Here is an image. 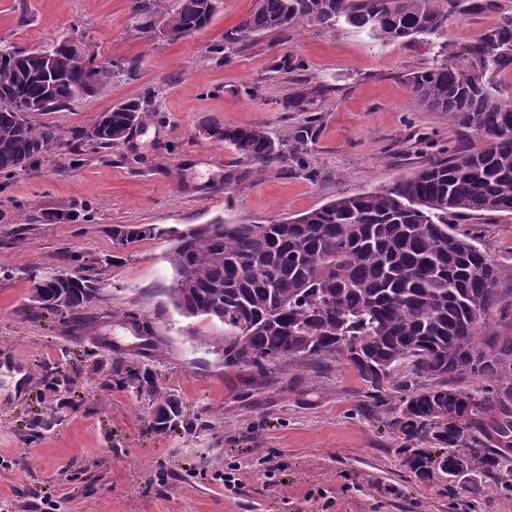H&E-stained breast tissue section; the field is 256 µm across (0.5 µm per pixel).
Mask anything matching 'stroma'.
<instances>
[{"instance_id":"stroma-1","label":"stroma","mask_w":512,"mask_h":512,"mask_svg":"<svg viewBox=\"0 0 512 512\" xmlns=\"http://www.w3.org/2000/svg\"><path fill=\"white\" fill-rule=\"evenodd\" d=\"M132 7L0 0L2 46L77 40L98 62L139 64L47 122L68 132L120 103H148L125 142L67 143L0 175V512H512V472L420 481L347 362H298L260 377L226 369L214 352L219 328L173 308L172 240L112 244L118 224L292 219L480 148L447 113L415 105L405 85L433 62L437 40L386 44L344 23L308 25L256 37L228 63L216 48L253 0H222L208 27L177 38L143 31ZM286 55L302 69L279 70ZM299 87L311 91L300 111L287 105ZM211 123L261 127L285 149L310 126L309 168L274 164L225 187L237 157L206 136ZM71 210L76 221H53ZM457 229L502 269L508 294L488 323L512 334V215ZM75 254L104 295L78 333L30 302L32 275L75 270ZM119 362L149 365L182 401L184 425L152 431L144 398L108 382Z\"/></svg>"}]
</instances>
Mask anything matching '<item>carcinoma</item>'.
<instances>
[{"label": "carcinoma", "instance_id": "1", "mask_svg": "<svg viewBox=\"0 0 512 512\" xmlns=\"http://www.w3.org/2000/svg\"><path fill=\"white\" fill-rule=\"evenodd\" d=\"M219 0H180L166 19L175 36L204 29ZM496 13V23L472 42L448 39V28L465 17ZM343 22L386 43L417 36L443 39L438 59L407 74L411 96L483 141L472 152L431 160L391 188L345 195L287 221L266 224L217 222L177 236L168 260L175 287L170 297L183 317H203L222 328L224 367L252 366L258 374L280 363L278 354L305 351L307 361L341 359L368 388L372 408L391 413L405 464L422 481L436 472L448 478L480 471L500 475L512 451V336L487 329L486 317L503 298L502 270L453 220L484 213L512 215V97L497 94L496 78L512 70V12L499 0H254L253 8L224 34L220 50L240 49L253 37L311 24ZM61 77L39 73L41 52L0 49V172L11 174L51 154L65 134L56 125L20 111L57 112L112 76L110 65L90 68L86 57L53 48ZM144 103L130 101L99 115L71 140L110 148L140 122ZM207 136L232 149L249 173L292 159L304 164L310 133L297 132L284 153L259 127L217 123ZM168 230L119 225L112 241L126 247ZM43 290L44 309L73 321L102 300L98 280L59 271L32 278ZM407 368L431 380L407 387L393 408L382 397L384 382ZM119 383L149 398L151 426L163 432L183 421L181 402L153 381L149 366L118 364ZM491 379L501 387L485 393L460 387L456 377ZM439 456H434L436 451Z\"/></svg>", "mask_w": 512, "mask_h": 512}]
</instances>
